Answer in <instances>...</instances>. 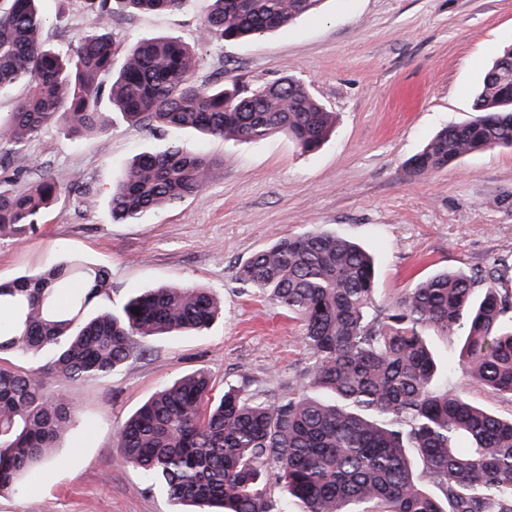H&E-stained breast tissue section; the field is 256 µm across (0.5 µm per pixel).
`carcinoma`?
Masks as SVG:
<instances>
[{"label":"carcinoma","mask_w":512,"mask_h":512,"mask_svg":"<svg viewBox=\"0 0 512 512\" xmlns=\"http://www.w3.org/2000/svg\"><path fill=\"white\" fill-rule=\"evenodd\" d=\"M0 7V90L28 92L0 118V148L17 150L45 125L108 133L117 121L192 129L251 142L286 132L305 153L335 125L299 80L248 87L198 85L194 51L177 37L143 40L126 52L111 37L112 2L82 0L92 30L62 55L42 40V0ZM324 0H211L198 39L239 41L316 13ZM130 10L172 12L184 0H121ZM512 148V45L486 70L472 117L443 128L408 161L418 176L491 148ZM212 159L174 145L139 156L112 191V219L144 214L199 195ZM68 187L43 175L21 191L0 190V234L21 239ZM237 279L288 311L302 327L309 362L300 388L256 399L237 388L215 398L203 370L158 390L122 426L117 448L180 505L223 512H512V418L435 386L437 361L425 332L452 336L459 371L512 397V293L482 271L443 272L375 311L371 256L348 239L309 230L254 254ZM108 273L72 258L35 275L0 282V354L52 352L28 371L0 365V493L52 459L74 421L69 402L47 400L52 380L102 379L132 359L144 340L207 330L222 308L202 287H164L87 317L108 294ZM281 487L282 502L272 499Z\"/></svg>","instance_id":"1"}]
</instances>
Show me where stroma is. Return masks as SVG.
I'll return each instance as SVG.
<instances>
[{"label":"stroma","instance_id":"obj_1","mask_svg":"<svg viewBox=\"0 0 512 512\" xmlns=\"http://www.w3.org/2000/svg\"><path fill=\"white\" fill-rule=\"evenodd\" d=\"M43 38L67 48L90 20L80 0H45ZM209 0L172 13L116 10L111 35L121 48L176 36L197 56L196 83L236 79L266 85L293 75L336 114V129L313 153L287 134L249 143L187 132L119 125L108 134L65 137L48 127L12 154L5 190L41 174L71 186L23 239L0 236V280L33 275L66 257L106 267L111 291L92 310L165 285L210 289L224 310L200 334L157 336L106 379L50 382L49 398L76 416L54 462L32 470L23 487L0 495V512H176L115 448L117 434L159 387L198 369L215 393L240 387L257 398L288 395L308 363L297 320L235 270L282 237L311 229L361 244L377 264L378 309L441 270L493 271L512 289V149L466 156L417 176L406 161L441 128L469 119L488 65L512 44V0H324L320 12L256 39L199 41ZM213 160L202 193L146 214L112 220L113 186L124 166L173 142ZM441 363L437 385L512 417V398L449 372L458 337L429 334Z\"/></svg>","mask_w":512,"mask_h":512}]
</instances>
